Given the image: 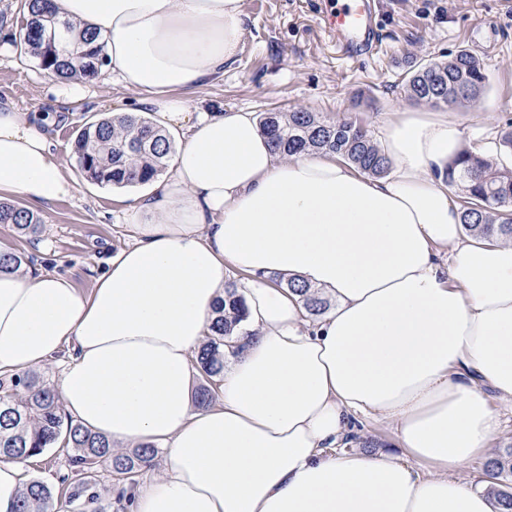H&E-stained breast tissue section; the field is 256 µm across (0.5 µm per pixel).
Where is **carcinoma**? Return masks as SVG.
Instances as JSON below:
<instances>
[{
	"label": "carcinoma",
	"instance_id": "1",
	"mask_svg": "<svg viewBox=\"0 0 512 512\" xmlns=\"http://www.w3.org/2000/svg\"><path fill=\"white\" fill-rule=\"evenodd\" d=\"M25 26L14 45L32 57L45 72L61 81H92L105 62L104 45L97 35L80 29L55 11H45L43 0H24ZM405 97L417 104H477L488 83L481 60L462 49L446 61L411 57L403 77ZM259 124L272 148L282 156L331 153L372 177L389 173L391 163L372 132L357 117L331 120L320 112L293 110L263 112ZM73 154L85 178L98 185H144L164 174L175 145L152 120L136 115L102 116L85 123L73 143ZM448 186L461 192L463 226L469 233L512 240V169L499 166L490 156L469 149L448 162ZM0 224L25 235H35L43 220L25 207L0 202ZM303 297L312 316L322 314L326 300L307 287L287 284ZM245 318L244 304L235 283L224 288V301L216 307L207 341L195 363L205 384L197 403L213 397L224 374V358L237 353L234 332ZM71 449V475L65 503L76 512H112V501L98 479V469L135 483V477L152 465L157 449H112L104 437L74 423L61 409L54 388L33 373L0 380V457L27 460L57 443ZM498 483L489 489L496 502L512 512V450L488 463ZM53 491L42 481L31 480L16 512H52Z\"/></svg>",
	"mask_w": 512,
	"mask_h": 512
}]
</instances>
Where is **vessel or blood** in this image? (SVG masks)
<instances>
[{
    "label": "vessel or blood",
    "mask_w": 512,
    "mask_h": 512,
    "mask_svg": "<svg viewBox=\"0 0 512 512\" xmlns=\"http://www.w3.org/2000/svg\"><path fill=\"white\" fill-rule=\"evenodd\" d=\"M324 23L351 56L370 52L378 43L370 0H336Z\"/></svg>",
    "instance_id": "vessel-or-blood-1"
}]
</instances>
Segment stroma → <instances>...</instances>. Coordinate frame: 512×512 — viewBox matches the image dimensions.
<instances>
[{"label":"stroma","mask_w":512,"mask_h":512,"mask_svg":"<svg viewBox=\"0 0 512 512\" xmlns=\"http://www.w3.org/2000/svg\"><path fill=\"white\" fill-rule=\"evenodd\" d=\"M377 2L380 41L371 54L350 60L322 22L332 0H244L239 59L223 78L185 92L190 111L306 109L336 120L356 114L377 134L388 113L411 106L400 85L409 56L445 60L466 48L484 62L488 85L480 104L453 105L448 121L462 131L463 147L494 142L512 122V0ZM20 6L21 0H0V103L59 114L50 142L79 191L40 209V237L0 226V239L33 255L36 269L70 276L87 288L110 254L128 242L129 232L117 213L121 188L82 179L72 141L89 119L137 113L138 95L98 80L62 82L42 71L12 44L21 26ZM26 471L52 487L54 507L62 512L66 449H48Z\"/></svg>","instance_id":"1"}]
</instances>
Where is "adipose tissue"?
Returning a JSON list of instances; mask_svg holds the SVG:
<instances>
[{"instance_id": "1", "label": "adipose tissue", "mask_w": 512, "mask_h": 512, "mask_svg": "<svg viewBox=\"0 0 512 512\" xmlns=\"http://www.w3.org/2000/svg\"><path fill=\"white\" fill-rule=\"evenodd\" d=\"M97 34L104 77L176 138L167 172L123 201L130 240L90 288L0 269V377L68 352L57 389L114 450L164 466L133 512H498L459 471L512 408V241L466 234L445 184L461 134L439 111L393 113L369 177L329 154H276L255 115L192 112L184 92L237 60L242 0H52ZM53 112L0 104V199L72 198ZM246 317L215 399L190 361L231 275ZM330 302L310 316L291 284ZM394 447L336 453L367 419Z\"/></svg>"}]
</instances>
